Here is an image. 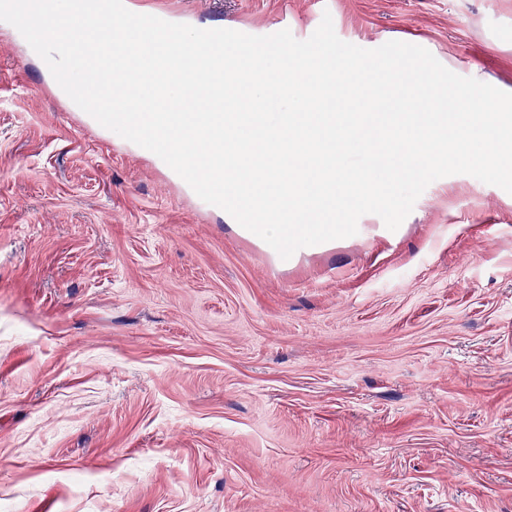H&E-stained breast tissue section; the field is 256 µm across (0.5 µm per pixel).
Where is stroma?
Instances as JSON below:
<instances>
[{"label": "stroma", "mask_w": 512, "mask_h": 512, "mask_svg": "<svg viewBox=\"0 0 512 512\" xmlns=\"http://www.w3.org/2000/svg\"><path fill=\"white\" fill-rule=\"evenodd\" d=\"M134 2L512 93V0ZM2 38L0 512H512V194L443 177L283 265Z\"/></svg>", "instance_id": "1"}]
</instances>
